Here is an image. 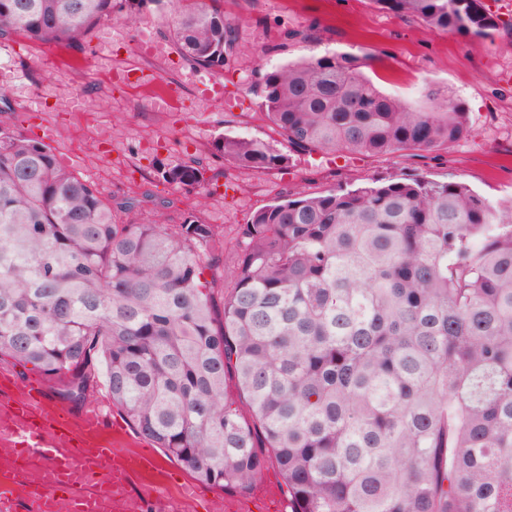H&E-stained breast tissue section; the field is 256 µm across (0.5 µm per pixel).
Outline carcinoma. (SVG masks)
Wrapping results in <instances>:
<instances>
[{"label":"carcinoma","mask_w":512,"mask_h":512,"mask_svg":"<svg viewBox=\"0 0 512 512\" xmlns=\"http://www.w3.org/2000/svg\"><path fill=\"white\" fill-rule=\"evenodd\" d=\"M148 0H0V40L90 44ZM168 6L194 69L242 63L226 0ZM436 33L493 38L484 0H373ZM287 30L258 49L282 55ZM349 53L251 77L268 139L224 135L241 169L312 151L439 155L472 136L456 94L385 93ZM206 158L159 163L202 193ZM0 117V358L32 364L85 401L103 364L112 404L196 479L245 495L268 465L290 512H512V198L423 175L314 196L283 191L243 225L193 211L136 217ZM213 272L201 280L203 271Z\"/></svg>","instance_id":"cac0c4a2"}]
</instances>
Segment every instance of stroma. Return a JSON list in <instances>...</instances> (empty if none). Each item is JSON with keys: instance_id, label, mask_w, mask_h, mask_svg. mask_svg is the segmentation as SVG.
<instances>
[{"instance_id": "obj_1", "label": "stroma", "mask_w": 512, "mask_h": 512, "mask_svg": "<svg viewBox=\"0 0 512 512\" xmlns=\"http://www.w3.org/2000/svg\"><path fill=\"white\" fill-rule=\"evenodd\" d=\"M505 28L494 39H464L438 34L414 18H397L380 11L372 0H232L228 9L240 19L241 46L253 54L266 38L288 28H318L316 42L292 41L287 55L255 56L254 68L270 70L286 60L310 54L350 53L367 58L368 76L391 94L411 99L422 80L448 87L470 110L475 134L452 151L423 157L394 159L348 158L315 152L294 156L290 166L265 172L231 168L223 160L206 158L211 142L222 135L264 139L268 130L255 101L246 97L247 71L232 69L218 76L224 99L208 100L203 86L188 83L191 69L176 48L165 56L149 53L153 42H163L165 19L159 6L143 9L135 19H116L102 26L89 48L63 46L45 51L18 38L12 66L15 79L0 82V110L9 111L11 127L30 136L34 122L24 111L32 96L44 99L62 131L48 143L67 170L94 181L104 194L130 191L141 195L140 217L150 221L158 210L171 218L192 207L201 219L224 229V253L232 255L243 224L282 190L314 195L358 179L401 174H427L445 181L466 183L481 195L498 200L512 196V8L501 0H485ZM128 58L141 69H153L180 90L183 104L169 112L155 111L149 89L134 88L115 95V104L102 112L71 110L69 101L53 87L54 76L76 94L92 84L111 85L113 57ZM205 156V198L164 182L157 162L176 163ZM0 400L17 396L35 384L48 407L63 409L72 422L85 412L102 415V442L117 452L152 451L157 466L169 476L170 491L163 505L168 512H190L180 489L194 487L200 501L224 498L223 490L197 482L179 464L153 448L127 421L108 394L105 376H98L90 398L76 402L63 397L54 380L12 359L0 360ZM157 500L142 498L141 512H157Z\"/></svg>"}]
</instances>
